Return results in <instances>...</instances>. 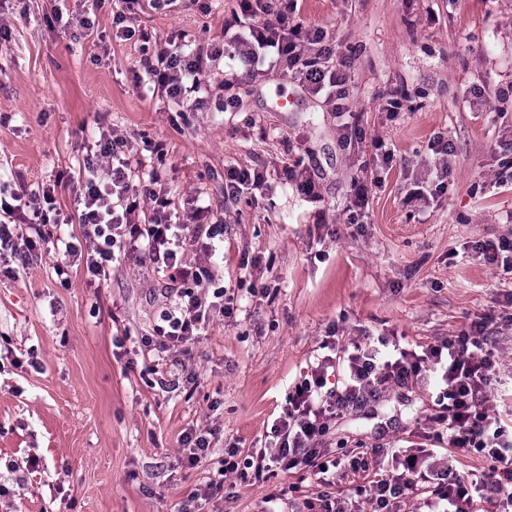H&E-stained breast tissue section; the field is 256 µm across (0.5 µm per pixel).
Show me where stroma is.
I'll return each instance as SVG.
<instances>
[{"label": "stroma", "mask_w": 512, "mask_h": 512, "mask_svg": "<svg viewBox=\"0 0 512 512\" xmlns=\"http://www.w3.org/2000/svg\"><path fill=\"white\" fill-rule=\"evenodd\" d=\"M204 2L158 11L143 0L144 35L125 41L112 29L117 0H0V197L47 189L65 218L44 228L50 255L0 274V512H177L219 481L205 512H281L274 495L292 484L297 502L316 497L318 482L297 470L243 480L222 476L220 462L227 448L265 442L331 328L413 351L489 314L497 373L512 376V275L474 250L512 235V170L498 162L512 141V0H303L300 22L323 28L343 64L359 128L347 144L325 96L283 67L236 80L221 62L193 112L154 93L144 52L221 42L240 8ZM57 7L88 13L92 29L73 35ZM399 89L409 100L392 115L385 101ZM222 97L235 109L214 111ZM103 131L161 174L174 212L201 196L224 219L213 272L240 312L197 336L196 378L174 389L158 385L159 356L139 344L170 301L164 272L131 257L97 288L81 265L55 273L82 236L79 174ZM436 138L449 155L432 152ZM379 139L392 162L378 158ZM296 162L318 200L287 179ZM228 164L265 181L225 201ZM356 179L362 210L349 204ZM245 255L254 266L241 268ZM437 411L425 370L343 411L326 445L402 446ZM209 428L207 458L188 465L183 434Z\"/></svg>", "instance_id": "35a3bbf8"}]
</instances>
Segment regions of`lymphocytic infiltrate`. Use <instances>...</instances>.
<instances>
[{"label": "lymphocytic infiltrate", "instance_id": "lymphocytic-infiltrate-1", "mask_svg": "<svg viewBox=\"0 0 512 512\" xmlns=\"http://www.w3.org/2000/svg\"><path fill=\"white\" fill-rule=\"evenodd\" d=\"M297 2H267L262 11L269 19L256 26L251 22V0H241V14L225 24L221 47L187 51L166 46L145 57L142 66L159 96L190 110L209 90L210 73L229 56L248 73L262 65L285 66L314 92H326L333 111H343L346 77L331 63L334 50L324 30L296 22ZM142 167L141 159L120 137L105 134L88 146L77 197L82 239L65 250L70 257L84 258L92 282L106 279L112 264L128 257L143 255L162 268L177 289L141 344L150 351L187 357L202 328L215 318L233 317L237 309L234 296L215 286L208 264L184 259L189 250L211 252L214 242L223 240L224 226L219 221L204 223L212 207L203 202L185 220L173 219L172 202L159 187L158 172H150L148 182H135ZM144 198L151 201L155 216L151 223L139 224L135 213ZM15 200V206L0 210V250L26 266L34 260L36 238L45 224L61 223L62 218L49 208L50 192L21 193ZM19 207L27 211L23 225L11 221ZM487 327L483 318L421 352L402 349L395 355L382 354L378 347L357 339L343 344L326 340L325 355L308 366L296 392L289 394L287 408L272 427V441L244 456L229 448L223 468L242 477L258 476L279 464L320 480L327 468L340 467L353 475L356 493L368 500L372 512H400L402 499L417 494L422 480L429 484L424 500L428 512H475L477 501L484 503V512H512V420L485 406L496 370L494 353L487 346ZM426 362L437 375L439 412L424 437L484 458L487 467L479 476L457 473L447 456L432 450L425 455L428 466H421L420 457L411 452L403 457L402 471L395 473L384 467L382 450L357 447L336 456L326 448L330 424L340 412L376 397L386 385L409 383Z\"/></svg>", "mask_w": 512, "mask_h": 512}]
</instances>
